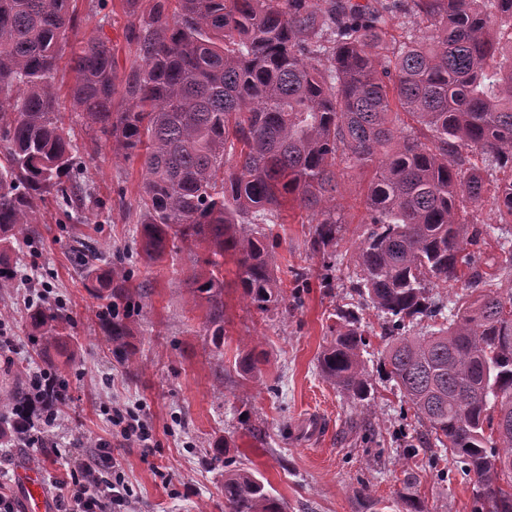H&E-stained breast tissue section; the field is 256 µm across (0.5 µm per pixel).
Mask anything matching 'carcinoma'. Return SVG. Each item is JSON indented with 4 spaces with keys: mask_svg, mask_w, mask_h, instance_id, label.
<instances>
[{
    "mask_svg": "<svg viewBox=\"0 0 512 512\" xmlns=\"http://www.w3.org/2000/svg\"><path fill=\"white\" fill-rule=\"evenodd\" d=\"M73 0H0V291L13 287L14 243L53 201L73 207L79 147L61 112L68 101L116 158L141 161L142 252L160 259L175 241L209 248L194 271L193 302L224 346V255L236 256L243 296L261 311L287 305L276 248L282 207L315 225L307 250L333 287L338 169L368 176L369 225L356 243L349 288L380 313L384 367L422 427L420 444L448 453L475 499L512 512V281L479 270L470 247L495 242L512 270V0H149L125 34L129 71L116 84L112 47L90 38L66 50ZM492 198L497 220L466 222ZM467 278L477 292L459 303ZM86 278L115 300L130 273ZM318 359L322 378L363 413L375 405L353 307H336ZM60 315L34 310L45 347ZM430 320L434 330L414 332ZM130 354L125 317L106 320ZM254 350L235 361L253 378ZM224 459L225 512H282L254 473Z\"/></svg>",
    "mask_w": 512,
    "mask_h": 512,
    "instance_id": "1",
    "label": "carcinoma"
}]
</instances>
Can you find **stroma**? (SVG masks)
I'll return each mask as SVG.
<instances>
[{
	"instance_id": "1",
	"label": "stroma",
	"mask_w": 512,
	"mask_h": 512,
	"mask_svg": "<svg viewBox=\"0 0 512 512\" xmlns=\"http://www.w3.org/2000/svg\"><path fill=\"white\" fill-rule=\"evenodd\" d=\"M76 7L80 23L68 32L67 47L92 37L107 39L119 72L127 73L125 34L132 17L124 0H107L101 12L90 0H77ZM72 128L87 170L86 194L72 216L51 203L40 223L30 225L14 257L15 286L0 296L9 308L4 324L10 338L0 345V394L18 386L19 374L63 371L66 399L50 432L58 450L0 446V467L6 470L1 494L20 500L19 466L64 481L72 459L106 442L121 464L134 512H224V470L212 465L208 454L221 437L229 459L263 480L283 512H368V499L383 505V512H406L403 480L409 471L417 481L408 491L423 512H474L472 486L457 474L450 456L425 448L413 460L404 458L419 427L391 382L377 374L383 320L370 303L358 311L371 342L364 360L376 375L374 414H361L319 374L317 360L330 340L328 315L352 300L349 237L336 243L344 263L336 268L335 287H321L322 262L307 250L314 227L298 223L294 211L284 212L283 223L274 228L280 236L278 261L303 272L308 283L279 311L249 305L237 284L235 260L225 257L224 353L216 355L207 306L192 304L188 293L196 264L208 256L205 246L184 244L159 262H146L136 226L139 160L113 158L80 120H73ZM338 183L336 199L348 230L360 231L365 177L349 170ZM82 242L96 245V268L119 264L130 271L134 308L93 291L77 258ZM41 305L56 307L69 322L66 335L45 356L30 322ZM110 307L132 315L130 357L112 351L100 319ZM249 336L257 342L258 363L253 379L245 381L235 361ZM116 407L148 422L155 442L150 452L119 443L112 425ZM309 419L318 421L316 433L302 432V421Z\"/></svg>"
}]
</instances>
